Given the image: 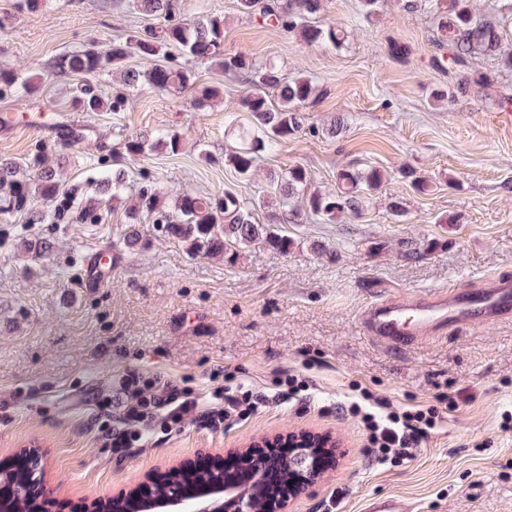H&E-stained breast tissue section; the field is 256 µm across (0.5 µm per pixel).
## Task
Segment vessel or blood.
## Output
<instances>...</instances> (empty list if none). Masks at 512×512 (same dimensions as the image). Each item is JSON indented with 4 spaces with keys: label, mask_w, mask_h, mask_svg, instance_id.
<instances>
[{
    "label": "vessel or blood",
    "mask_w": 512,
    "mask_h": 512,
    "mask_svg": "<svg viewBox=\"0 0 512 512\" xmlns=\"http://www.w3.org/2000/svg\"><path fill=\"white\" fill-rule=\"evenodd\" d=\"M512 316V279L489 280L474 290L441 289L388 295L360 311L364 333L389 349L412 346L435 334L457 333L475 321L488 324ZM362 512H416L414 502L399 493L367 497Z\"/></svg>",
    "instance_id": "1"
}]
</instances>
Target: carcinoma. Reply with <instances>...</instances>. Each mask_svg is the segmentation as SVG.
<instances>
[{
	"label": "carcinoma",
	"mask_w": 512,
	"mask_h": 512,
	"mask_svg": "<svg viewBox=\"0 0 512 512\" xmlns=\"http://www.w3.org/2000/svg\"><path fill=\"white\" fill-rule=\"evenodd\" d=\"M437 11L436 44L452 51L451 62L469 67L478 54L496 55L501 49L499 25L493 21L503 6L493 0L477 7L475 0H408L406 7L414 9L422 3ZM242 12L254 16L261 24L288 32L298 31L307 43L329 41L341 43L344 33L339 27L323 28L307 23V19L323 10V0H239ZM127 6L149 15L170 18L175 14L174 0H128ZM224 19L216 15H201L188 23H175L159 33L153 29L137 31L124 41H114L106 51L89 47L67 53L59 58L58 73L67 77H81L84 82L76 88L75 106L84 112H101L112 107L114 112L126 109L123 93L106 101L100 84L118 74L128 87L147 86L167 94L186 88L193 80L195 65H216L226 72L245 76L249 89L244 96L229 101L227 112H246L250 115L244 125H231L224 135L236 141V146L224 153V166L240 176H249L254 170L256 153L271 149L296 138L302 133V108L314 101L318 89L312 80L300 76L284 80L273 67L257 69L252 60L241 53H224ZM175 44L181 48L188 66H164L156 63L163 50ZM136 54L147 62L142 69L126 68L127 57ZM37 75L22 76L12 69L0 68V86L14 88L22 95L37 91ZM277 92L278 104H272L270 92ZM156 143L176 155L182 150L181 135L168 130L155 134ZM96 192L119 199L128 188L127 175L122 165L108 164L101 156L95 166ZM276 183L279 196L275 199L271 222L259 224L252 220L255 204L245 198L226 192L222 195L180 194L173 203L166 202V194L153 184L143 183L135 190L136 204L128 209V227L122 243L134 249L140 240L138 224L141 216L153 218L163 225L167 236L186 246L192 255H222L228 263L240 256V248L263 240L281 253H288V236L277 233L272 225L286 224L305 210L328 222L340 213L360 214L366 195L378 191L386 182L387 173L374 167L368 170L342 168L336 174L338 191L326 193L310 188L309 175L301 165H293ZM66 202L71 207L76 197L62 179L59 163L43 152L22 162L0 161V215L9 218L22 213L31 224H57L60 211L38 209L36 202ZM28 478L25 457L18 456L10 469L0 474L5 484L20 486ZM7 512H38L39 504L19 495L3 503Z\"/></svg>",
	"instance_id": "1"
}]
</instances>
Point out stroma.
<instances>
[{
  "label": "stroma",
  "instance_id": "stroma-1",
  "mask_svg": "<svg viewBox=\"0 0 512 512\" xmlns=\"http://www.w3.org/2000/svg\"><path fill=\"white\" fill-rule=\"evenodd\" d=\"M356 6L324 0L312 19L343 28L337 47L260 25L238 0H177L176 20L223 17L225 53L275 64L289 79L310 76L321 89L305 107L302 135L262 153L249 181L224 165L232 145L224 129L246 121V113L231 117L223 101H199L211 86L225 99L242 96L240 77L201 67L188 91L128 92L129 106L115 113L80 111L67 81L56 77L63 54L106 48L143 27L160 29L162 17L131 11L124 0H50L36 13L0 0V67L42 77L25 104L0 95V114L16 118L11 130H0V159L54 151L55 121L85 128V139L65 154L67 182L78 196L94 193L86 181L94 157L122 152L124 134L158 129L182 134L183 149L172 155L148 147L125 158L130 185L148 180L172 195L254 198L273 196L268 174L297 163L322 191L335 189L336 173L347 165L389 174L360 218L277 225L292 242L288 254L258 240L233 264L189 255L148 221L140 226V249L122 250L127 196L103 206L95 223L75 211L57 224H31L20 215L0 223V466L18 449L42 451L36 477L47 492L44 512L118 495L143 474L202 451L218 454L299 430L331 434L339 448L335 468L295 498L292 512H326L333 496L335 512H360L366 497L389 491L415 500L419 512H512V430L502 429L512 418V319L404 349L377 344L358 320L382 294L512 278V121L501 107L512 99V68L486 55L466 72L433 68V11L383 0L366 23ZM393 41L409 47L408 64L391 59ZM477 73L490 80L487 93L430 106L434 91L454 90ZM337 119L342 132L327 135ZM414 176L427 180L426 192L412 188ZM41 238L51 242L49 252L23 249V240ZM106 248L120 253L110 283L80 287L86 256ZM225 365L256 384L278 371L306 374L310 403L303 411L275 406L217 433L191 423L121 461L104 448L93 418L98 401L116 395L123 371L185 377L206 394L216 386L212 371ZM355 382L401 404L429 401L446 387L459 393V407L413 460L375 465L363 452L357 421L331 411Z\"/></svg>",
  "mask_w": 512,
  "mask_h": 512
}]
</instances>
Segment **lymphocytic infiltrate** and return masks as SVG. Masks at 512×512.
I'll return each instance as SVG.
<instances>
[{"mask_svg":"<svg viewBox=\"0 0 512 512\" xmlns=\"http://www.w3.org/2000/svg\"><path fill=\"white\" fill-rule=\"evenodd\" d=\"M117 387L118 403L105 399L98 404V429L113 456L124 459L145 447L155 434L181 431L187 418L216 432L227 424L249 420L270 403L306 401L310 384L307 378L286 373L266 391L245 382L240 370L228 369L223 387L205 395L187 381L129 369L118 377ZM457 407L456 394L445 391L423 404L399 405L355 383L339 411L358 421L369 456L379 463L398 466L414 458L445 414Z\"/></svg>","mask_w":512,"mask_h":512,"instance_id":"obj_1","label":"lymphocytic infiltrate"}]
</instances>
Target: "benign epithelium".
<instances>
[{"label":"benign epithelium","mask_w":512,"mask_h":512,"mask_svg":"<svg viewBox=\"0 0 512 512\" xmlns=\"http://www.w3.org/2000/svg\"><path fill=\"white\" fill-rule=\"evenodd\" d=\"M280 441L276 437L272 440L253 442L245 448H237L230 454L237 457L244 465L247 475L259 473L264 476L263 485L272 484L273 479L283 480L280 471H271L268 468L267 452ZM288 445L297 449L295 458L281 467L292 468L288 485V497L279 503L280 510H285L289 499L305 491L308 487L318 483L321 473L311 465V458L320 454H336V443L329 435L312 434L309 432L291 433L288 435ZM26 456L31 478L18 488V493L26 498L38 499L40 492L35 490L39 486L33 478L40 468L42 456L35 449L22 450ZM197 472L196 462L185 461L169 468L168 475L174 479L172 492L161 498L142 493V489L150 483L151 476L134 488L112 497L114 501L127 502L125 512H249L250 498L246 489L241 485H230L224 477H219L209 483H202L193 478Z\"/></svg>","instance_id":"7a95c632"}]
</instances>
